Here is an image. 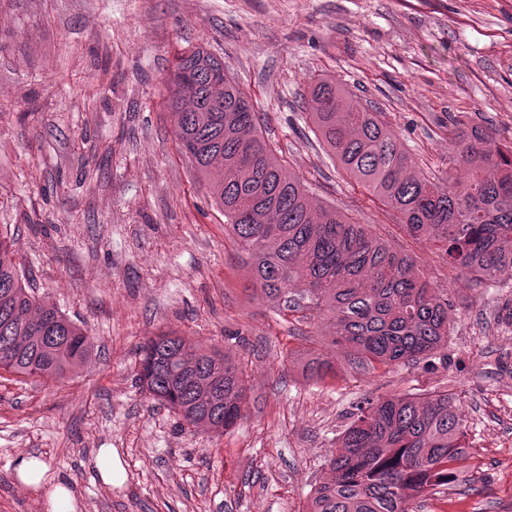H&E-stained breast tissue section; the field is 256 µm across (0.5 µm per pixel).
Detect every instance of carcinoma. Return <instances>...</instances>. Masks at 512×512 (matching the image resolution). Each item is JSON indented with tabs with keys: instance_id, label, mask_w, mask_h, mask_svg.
<instances>
[{
	"instance_id": "obj_1",
	"label": "carcinoma",
	"mask_w": 512,
	"mask_h": 512,
	"mask_svg": "<svg viewBox=\"0 0 512 512\" xmlns=\"http://www.w3.org/2000/svg\"><path fill=\"white\" fill-rule=\"evenodd\" d=\"M310 98L311 131L327 154L411 235L435 242L467 285L512 277V145L454 123L453 161L471 177L462 187L442 184L343 87L318 79ZM166 102L180 153L201 176L221 172L215 203L250 257L253 286L291 308L331 314L333 342L349 347L358 365L389 367L448 346V299L367 225L336 207L313 216L303 186L283 174L260 135L247 95L224 77L223 60L201 46L177 52ZM15 245L0 231V370L60 378L86 362L92 338L38 303ZM138 352L140 387L186 424H236L246 392L231 361L170 331L147 337ZM331 373L325 360L305 367L315 381ZM464 437L463 415L446 394L369 402L336 442L330 478L314 488L308 512H414L415 499L455 477Z\"/></svg>"
}]
</instances>
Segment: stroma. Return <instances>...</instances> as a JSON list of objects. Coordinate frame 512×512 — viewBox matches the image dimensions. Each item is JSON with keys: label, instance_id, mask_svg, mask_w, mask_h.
<instances>
[{"label": "stroma", "instance_id": "obj_1", "mask_svg": "<svg viewBox=\"0 0 512 512\" xmlns=\"http://www.w3.org/2000/svg\"><path fill=\"white\" fill-rule=\"evenodd\" d=\"M197 46L313 203L369 225L447 297L444 352L364 369L329 317L254 289L165 107L175 51ZM319 77L379 112L429 176L456 175L453 122L512 143V0H0V224L41 301L94 341L63 379L0 374V512H48L17 481L23 453L74 487L77 512H307L360 405L435 391L465 415V452L416 512H512V279L467 287L327 157L307 119ZM166 328L241 368L231 430H183L138 388V348ZM315 356L335 377L305 378ZM101 448L121 484L101 481ZM96 466L100 478L105 485L112 486V484H118L122 480L124 470L116 449H98Z\"/></svg>", "mask_w": 512, "mask_h": 512}]
</instances>
